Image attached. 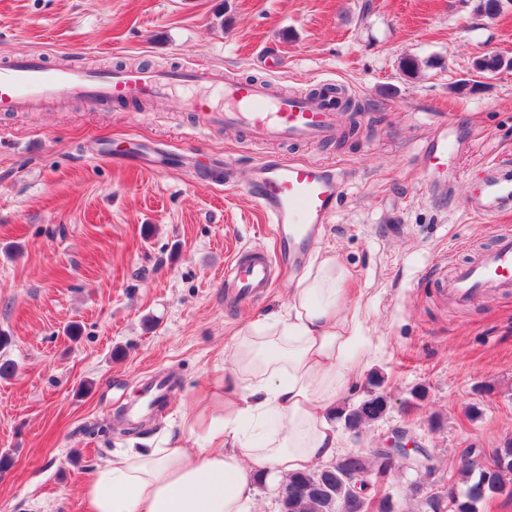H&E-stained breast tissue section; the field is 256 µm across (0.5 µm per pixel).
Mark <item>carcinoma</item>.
<instances>
[{
  "label": "carcinoma",
  "instance_id": "obj_1",
  "mask_svg": "<svg viewBox=\"0 0 512 512\" xmlns=\"http://www.w3.org/2000/svg\"><path fill=\"white\" fill-rule=\"evenodd\" d=\"M512 59L498 54L485 55L473 64L478 74L511 68ZM380 379L372 378L371 387L358 404L341 405L336 418L348 430H358L362 425L381 419L382 407L378 403ZM479 451L471 448L458 471L460 490L451 484V512H476V505L488 493L504 491L512 485V440L494 449L490 457L474 461ZM397 467L395 461H377L366 456L351 458L345 454L318 466L308 473H296L286 478L288 499L278 502L279 512H398L390 495V481ZM374 470V489L367 498H358L352 492V473Z\"/></svg>",
  "mask_w": 512,
  "mask_h": 512
}]
</instances>
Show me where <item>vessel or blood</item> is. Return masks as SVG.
<instances>
[{"instance_id":"1","label":"vessel or blood","mask_w":512,"mask_h":512,"mask_svg":"<svg viewBox=\"0 0 512 512\" xmlns=\"http://www.w3.org/2000/svg\"><path fill=\"white\" fill-rule=\"evenodd\" d=\"M213 82L210 67L203 63L175 72L149 68L94 72L79 64L52 67L41 55L27 53L0 63V112H19L38 102L73 95L111 103L154 100L176 85ZM224 99L222 108L206 98L189 100L186 106L210 123L241 128L253 142H324L342 133L340 101L328 91L287 98L274 94L267 83L228 77ZM463 149V141L443 127L423 144L422 160L432 171ZM346 183L345 173L327 164L285 162L269 154L253 164L248 189L273 235L287 244L292 262L299 263L315 232L334 217ZM464 205L484 216L512 210V157H499L473 180ZM272 282V263L257 248H239L224 267L225 288L247 301ZM439 293L444 301L462 306L485 295L512 293V226L501 225L492 247L455 266ZM169 386L164 376L147 379L141 404L128 408L127 416L150 415L166 399Z\"/></svg>"}]
</instances>
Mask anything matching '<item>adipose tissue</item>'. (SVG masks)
I'll return each instance as SVG.
<instances>
[{
    "mask_svg": "<svg viewBox=\"0 0 512 512\" xmlns=\"http://www.w3.org/2000/svg\"><path fill=\"white\" fill-rule=\"evenodd\" d=\"M348 268L328 255L311 264L286 315L239 329L228 370L191 395L180 437L127 448L97 466L86 512H255L258 485L278 486L337 451L331 412L362 363L358 307L347 304ZM279 422L266 440L255 427Z\"/></svg>",
    "mask_w": 512,
    "mask_h": 512,
    "instance_id": "obj_1",
    "label": "adipose tissue"
}]
</instances>
